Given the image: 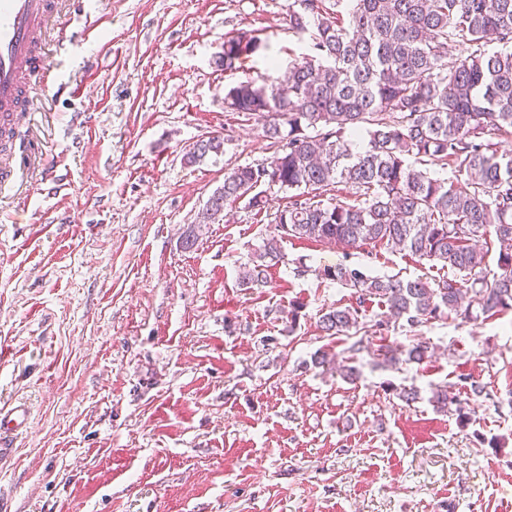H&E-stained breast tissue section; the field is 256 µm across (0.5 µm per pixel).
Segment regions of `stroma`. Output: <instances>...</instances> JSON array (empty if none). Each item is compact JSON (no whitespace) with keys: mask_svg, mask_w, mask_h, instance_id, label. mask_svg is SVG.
Wrapping results in <instances>:
<instances>
[{"mask_svg":"<svg viewBox=\"0 0 512 512\" xmlns=\"http://www.w3.org/2000/svg\"><path fill=\"white\" fill-rule=\"evenodd\" d=\"M291 2L83 0L63 19L56 81L23 125L50 179L0 192V406L30 409L0 467L11 512H512V312L396 324L384 342L423 337L437 354L385 369L378 338L356 350L322 334L321 312L352 292L315 271L442 277L431 262L293 238L264 286L242 287L289 201L276 186L267 211L228 204L193 250L179 245L228 169L273 153L261 120L226 111L224 93L306 53ZM88 14L100 25L86 39ZM240 31L267 51L217 67ZM84 80L89 100L63 93ZM224 128L223 155L185 164ZM295 302L290 334L281 314ZM319 349L359 380L313 367ZM464 376L484 391L463 390ZM439 385L468 401L467 427L431 405Z\"/></svg>","mask_w":512,"mask_h":512,"instance_id":"1","label":"stroma"}]
</instances>
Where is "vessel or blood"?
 <instances>
[{
  "instance_id": "b4317fda",
  "label": "vessel or blood",
  "mask_w": 512,
  "mask_h": 512,
  "mask_svg": "<svg viewBox=\"0 0 512 512\" xmlns=\"http://www.w3.org/2000/svg\"><path fill=\"white\" fill-rule=\"evenodd\" d=\"M78 0H0V126L19 127L37 100L28 90L31 69H47L46 57L36 49L46 42L50 23L71 11ZM44 174L42 153L27 144L13 147L9 161L0 165V188L15 181L18 172ZM28 413L21 405L0 410V463L11 459L15 434L26 428Z\"/></svg>"
}]
</instances>
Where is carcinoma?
Returning <instances> with one entry per match:
<instances>
[{"label":"carcinoma","instance_id":"cac0c4a2","mask_svg":"<svg viewBox=\"0 0 512 512\" xmlns=\"http://www.w3.org/2000/svg\"><path fill=\"white\" fill-rule=\"evenodd\" d=\"M295 2L300 9H288V29L307 37L309 52L274 84L250 78L224 94L228 110L262 118L275 151L224 174L208 199V222L245 198L262 211L267 200L257 188L277 186L297 191L272 221L282 240L344 249L385 242L452 273L430 282L372 276L344 264L316 270L355 298L319 316L328 336L381 332L401 320L489 321L512 312V154L500 150L501 139L512 137V0H336L334 11L325 0ZM495 42L501 49L488 51ZM453 46L465 53L451 56ZM263 48L258 36L239 32L224 40L215 64L233 70ZM229 141L220 133L196 142L185 161L221 155ZM432 166L451 169L454 178L432 177ZM340 183L355 189V199L324 202L321 196ZM205 229L188 225L181 247L193 249ZM482 238L499 244L492 274ZM282 261L281 250L267 244L243 267L240 282L259 288ZM374 301L386 315L369 326L358 312ZM433 355L424 338L381 348L390 367ZM312 364L350 381L359 375L324 351L313 354ZM429 402L462 426L470 420L446 386L434 389Z\"/></svg>","mask_w":512,"mask_h":512}]
</instances>
